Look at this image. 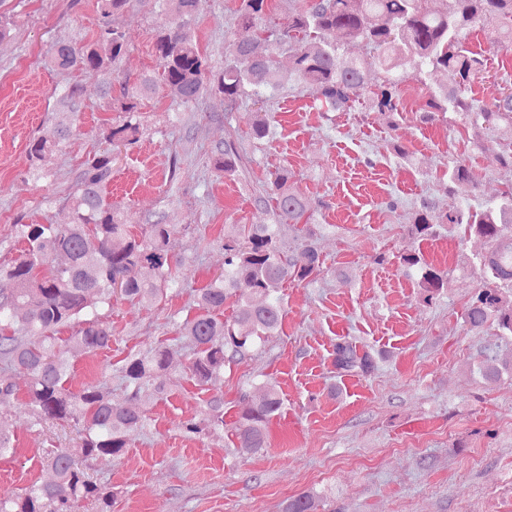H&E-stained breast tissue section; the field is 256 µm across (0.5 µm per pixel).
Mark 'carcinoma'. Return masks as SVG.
<instances>
[{
    "label": "carcinoma",
    "instance_id": "1",
    "mask_svg": "<svg viewBox=\"0 0 512 512\" xmlns=\"http://www.w3.org/2000/svg\"><path fill=\"white\" fill-rule=\"evenodd\" d=\"M131 0H98L100 15L96 39L87 44L60 43L48 63L60 70L107 74L115 71L127 51L124 32L113 17ZM175 16L158 26L155 51L159 76L143 75L135 90L121 87L112 98V111L119 120L104 128L109 143L131 148L145 135L140 119L144 97L162 84L185 105L197 102L214 89L231 112L244 97L263 99L281 83L270 60L256 53L258 41L288 43L292 70L288 79L315 86L314 101L320 112H345L368 97L370 107L380 112L399 111L400 70L407 64L415 75L445 70L454 82L441 94L431 96L424 119L438 112H456L464 123L495 133L506 125L512 129V88L490 102L469 95L484 72V60L467 46L470 28L495 23L512 40V0H435L439 7L425 10L422 0H294V13L283 22L272 16V0H239L238 26L242 33L228 42L224 68L215 74L194 38L201 0H176ZM341 33L366 49L362 58L349 57L330 33ZM380 74L373 82L370 71ZM82 88L77 84L58 93V102L73 114L82 107ZM253 138L271 134L266 112L252 113ZM71 128L57 127L32 140L28 156L33 171H44L47 160L62 150ZM214 169L228 176L235 172L230 144L211 150ZM111 175V160L95 156L84 163L76 188L67 198L68 224H18L25 243L11 262L0 265V400L17 390L24 380L36 422L75 423L82 426L81 442L50 459L52 477L25 491L0 497V512H75L78 503L94 500L100 512L114 506V495L98 484L82 462L98 456H119L131 435L145 426L146 412L134 404L141 391L161 380L170 366L172 347L159 344L125 358L122 376L130 397L115 400L97 384L78 390L68 386L67 350L57 344L56 334L78 326L71 339L88 350L110 347L112 329L99 308L112 305V297L153 304L171 288L187 280L184 261L174 253V225L162 214L145 218L140 232L130 231V214L112 206L104 195ZM274 196L262 199L273 205L275 224L242 225L243 231L224 237V273L197 289L198 314L179 326L176 340L193 348L187 366L199 387L209 386L224 375V366L245 359L256 343L274 335L281 325L283 285L314 279L322 260L309 228L313 212L297 191L288 170L275 172ZM280 224H301L304 242L294 251L286 249L278 234ZM438 224L465 225L489 243L479 256L486 277L462 315L472 328L497 323L501 335L512 337V186H505L495 200L480 208L435 212L429 199H422L413 218L411 233L419 238L436 234ZM406 277L417 282L424 302L444 290L448 273L427 262L423 254L401 256ZM236 309L224 316V305ZM334 366L344 373L363 376L376 367L374 357L357 354L348 341L334 347ZM283 405L276 385L264 383V396L244 407L234 433L238 447L258 452L267 445L266 425ZM224 428V395L206 401V412L185 424L193 435ZM320 496L301 493L283 501L280 512H318Z\"/></svg>",
    "mask_w": 512,
    "mask_h": 512
}]
</instances>
